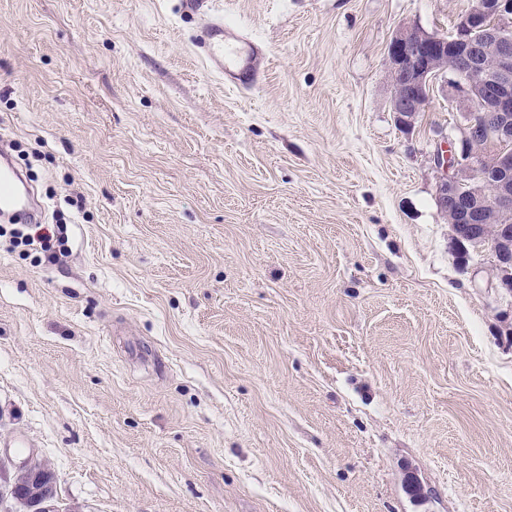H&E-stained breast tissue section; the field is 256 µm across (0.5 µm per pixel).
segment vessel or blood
I'll list each match as a JSON object with an SVG mask.
<instances>
[{"label": "vessel or blood", "instance_id": "vessel-or-blood-1", "mask_svg": "<svg viewBox=\"0 0 512 512\" xmlns=\"http://www.w3.org/2000/svg\"><path fill=\"white\" fill-rule=\"evenodd\" d=\"M184 12L201 16L203 24L193 43L207 68L243 89L250 88L256 78L253 66L257 46L239 31L224 23V15L214 0H182ZM19 174L8 155H0V214L27 213L28 204L18 194Z\"/></svg>", "mask_w": 512, "mask_h": 512}]
</instances>
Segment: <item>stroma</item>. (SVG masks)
<instances>
[{"instance_id": "stroma-1", "label": "stroma", "mask_w": 512, "mask_h": 512, "mask_svg": "<svg viewBox=\"0 0 512 512\" xmlns=\"http://www.w3.org/2000/svg\"><path fill=\"white\" fill-rule=\"evenodd\" d=\"M181 0H0V145L56 263L0 237V468L61 512H512V296L461 263L386 56L472 0H218L264 44L210 73ZM24 447H14V439ZM17 474H26L31 478V492L36 498L33 504L36 512H57L56 486L48 465L40 459L27 458L16 467Z\"/></svg>"}]
</instances>
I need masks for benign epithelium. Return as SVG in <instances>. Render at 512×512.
<instances>
[{
    "instance_id": "1",
    "label": "benign epithelium",
    "mask_w": 512,
    "mask_h": 512,
    "mask_svg": "<svg viewBox=\"0 0 512 512\" xmlns=\"http://www.w3.org/2000/svg\"><path fill=\"white\" fill-rule=\"evenodd\" d=\"M512 0H474L453 33L441 36L418 26L400 27L387 52L392 78L391 110L405 130L414 127L430 98L433 80L448 70V57L464 67L454 70L453 87L473 105L465 113L460 148L453 156L437 146L434 164L441 175L436 188L443 213L451 215L452 239L459 259L484 249L495 258L493 287L512 293ZM493 137L502 149L484 155L472 149L480 137ZM16 472L31 478L35 512H57L56 486L48 465L28 458Z\"/></svg>"
}]
</instances>
